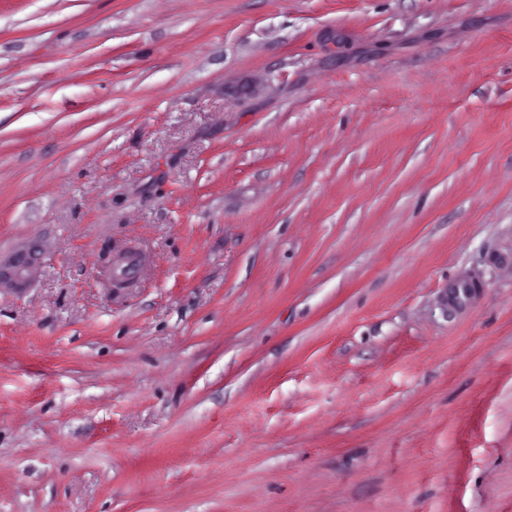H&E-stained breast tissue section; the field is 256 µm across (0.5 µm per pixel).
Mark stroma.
<instances>
[{"mask_svg":"<svg viewBox=\"0 0 512 512\" xmlns=\"http://www.w3.org/2000/svg\"><path fill=\"white\" fill-rule=\"evenodd\" d=\"M35 242L0 512H512V0H0Z\"/></svg>","mask_w":512,"mask_h":512,"instance_id":"35a3bbf8","label":"stroma"}]
</instances>
